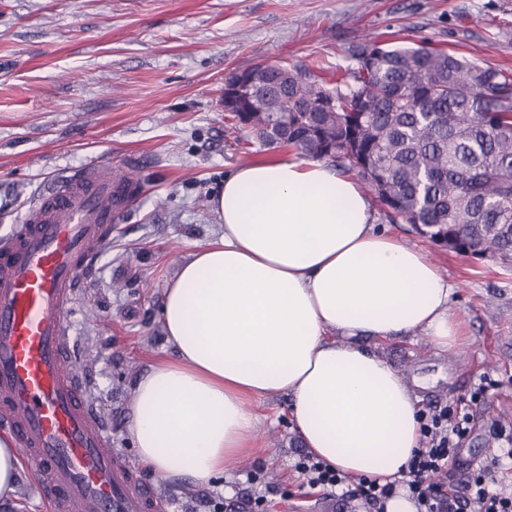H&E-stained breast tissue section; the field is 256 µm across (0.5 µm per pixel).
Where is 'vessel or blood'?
Wrapping results in <instances>:
<instances>
[{
	"instance_id": "b4317fda",
	"label": "vessel or blood",
	"mask_w": 512,
	"mask_h": 512,
	"mask_svg": "<svg viewBox=\"0 0 512 512\" xmlns=\"http://www.w3.org/2000/svg\"><path fill=\"white\" fill-rule=\"evenodd\" d=\"M143 192L111 168L65 173L0 242V428L49 495L50 512H166L72 357L71 306L112 224Z\"/></svg>"
}]
</instances>
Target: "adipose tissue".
<instances>
[{"label": "adipose tissue", "mask_w": 512, "mask_h": 512, "mask_svg": "<svg viewBox=\"0 0 512 512\" xmlns=\"http://www.w3.org/2000/svg\"><path fill=\"white\" fill-rule=\"evenodd\" d=\"M219 233L165 288L172 357L135 386L127 434L149 470L199 484L254 450L250 402L286 397L293 429L342 473L401 478L420 446L418 397L362 343L467 341L454 288L379 228L360 182L323 161L246 164L211 198Z\"/></svg>", "instance_id": "ef3b65f1"}]
</instances>
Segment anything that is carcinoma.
<instances>
[{"label": "carcinoma", "mask_w": 512, "mask_h": 512, "mask_svg": "<svg viewBox=\"0 0 512 512\" xmlns=\"http://www.w3.org/2000/svg\"><path fill=\"white\" fill-rule=\"evenodd\" d=\"M347 66L255 64L224 106L239 143L290 147L354 175L392 224L512 266V72L420 43H352Z\"/></svg>", "instance_id": "carcinoma-1"}]
</instances>
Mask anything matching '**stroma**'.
Instances as JSON below:
<instances>
[{
  "mask_svg": "<svg viewBox=\"0 0 512 512\" xmlns=\"http://www.w3.org/2000/svg\"><path fill=\"white\" fill-rule=\"evenodd\" d=\"M429 43L472 62L512 68V0H0V238L62 170L95 164L136 173L143 195L112 225L71 312L86 391L131 461L126 433L137 377L169 347L157 309L181 263L212 241L203 201L238 166L288 149L236 145L224 128V80L250 64L345 66L350 41ZM389 233L423 248L455 288L468 342L457 355L425 338L382 345L422 408L468 400L494 380L463 441L465 462L496 452L495 423L512 425V268L443 250L411 225ZM255 452L205 485L155 481L168 512H243L262 468L266 512H369L338 495L306 496L295 465L305 450L288 403H255Z\"/></svg>",
  "mask_w": 512,
  "mask_h": 512,
  "instance_id": "obj_1",
  "label": "stroma"
}]
</instances>
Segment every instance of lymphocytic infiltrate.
Listing matches in <instances>:
<instances>
[{
  "label": "lymphocytic infiltrate",
  "instance_id": "1",
  "mask_svg": "<svg viewBox=\"0 0 512 512\" xmlns=\"http://www.w3.org/2000/svg\"><path fill=\"white\" fill-rule=\"evenodd\" d=\"M488 387V381H481L468 401L422 412L421 445L414 450L400 482L383 484L362 478L354 483L324 461L307 455L296 465L303 487L317 493L341 491L364 501L371 512H385L386 501L400 488L415 502L417 512H512V495L491 487L489 481L492 471L512 459V429L493 428L502 456L472 469L465 481L451 479L470 428L469 408L484 397Z\"/></svg>",
  "mask_w": 512,
  "mask_h": 512
}]
</instances>
